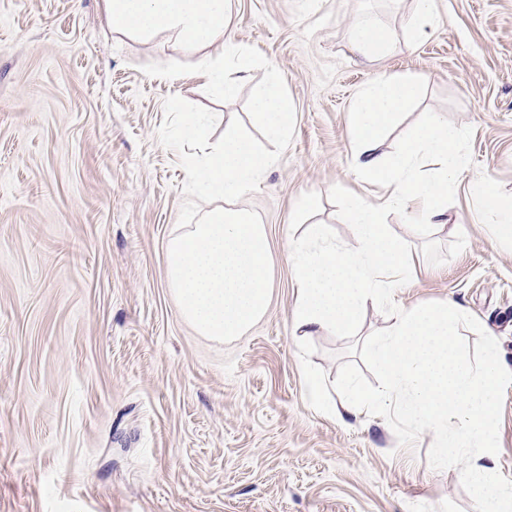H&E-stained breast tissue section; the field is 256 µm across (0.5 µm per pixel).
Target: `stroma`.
I'll list each match as a JSON object with an SVG mask.
<instances>
[{
    "mask_svg": "<svg viewBox=\"0 0 512 512\" xmlns=\"http://www.w3.org/2000/svg\"><path fill=\"white\" fill-rule=\"evenodd\" d=\"M409 40L412 0H230L224 41L251 45L284 75L295 135L255 192L272 253L264 319L222 344L179 314L165 264L186 179L157 140L176 95L253 128L246 99L204 74L232 70L223 43L187 54L170 36L112 32L105 0H0V512H475L454 468L433 469L424 432L402 448L365 413L325 416L305 397L291 335L297 285L289 239L322 225L352 240L343 201L382 202L351 168L360 91L398 75L420 96L382 136L437 112L466 138L470 175L512 205V0H433ZM370 19L392 44L368 60L349 41ZM320 200L302 211L304 196ZM459 183L448 223L412 236L400 307L455 300L512 365V247ZM315 336L311 361L335 380L364 337Z\"/></svg>",
    "mask_w": 512,
    "mask_h": 512,
    "instance_id": "35a3bbf8",
    "label": "stroma"
}]
</instances>
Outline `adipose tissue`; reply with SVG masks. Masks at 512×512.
Returning a JSON list of instances; mask_svg holds the SVG:
<instances>
[{
	"instance_id": "ef3b65f1",
	"label": "adipose tissue",
	"mask_w": 512,
	"mask_h": 512,
	"mask_svg": "<svg viewBox=\"0 0 512 512\" xmlns=\"http://www.w3.org/2000/svg\"><path fill=\"white\" fill-rule=\"evenodd\" d=\"M109 24L123 35L169 33L176 46L197 52L224 36L229 0H107ZM416 94L414 82L399 76L379 79L355 99L351 127L355 149L351 167L362 180L383 186V205L361 198L345 203L353 242L327 241L320 225L290 241L287 259L298 288L292 333L302 340L336 331L355 334L362 309L389 297L408 264V241L393 234L388 212L408 216L409 232L447 222L448 192L469 170L465 138L439 113H428L393 154L380 150L381 135ZM432 168H425V160ZM472 193L490 213V232L512 245V206L502 207L490 185L472 179Z\"/></svg>"
}]
</instances>
